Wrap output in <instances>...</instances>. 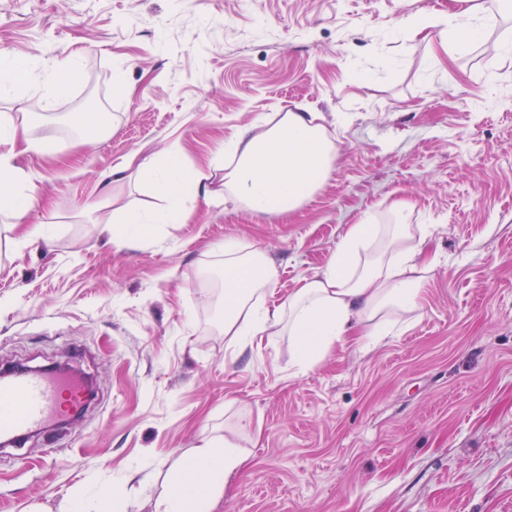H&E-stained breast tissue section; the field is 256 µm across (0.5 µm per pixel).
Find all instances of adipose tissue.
<instances>
[{
	"mask_svg": "<svg viewBox=\"0 0 512 512\" xmlns=\"http://www.w3.org/2000/svg\"><path fill=\"white\" fill-rule=\"evenodd\" d=\"M25 134V125H0V183L9 187L0 197L1 210L26 213L38 203L33 184L14 164L15 146ZM333 154V142L316 113H281L276 124L228 145L224 192L252 213L291 212L325 182ZM138 174L161 204L149 210L113 209L116 233L129 241L146 238L164 224L185 223L198 197L215 195L207 175L187 172L176 151L145 160ZM372 224L366 215L350 225L325 270L274 306L266 301L274 271L265 254L238 241L225 242L224 333L231 343L244 347L256 337L285 333L299 364L310 368L344 339L352 324L364 325V337L372 343L390 335L392 323L421 306L424 278L415 238L428 236L429 229L421 227L415 235L408 225H390L385 252L374 256ZM243 460L228 438L204 436L177 463L171 488L155 498L152 512H214L227 478Z\"/></svg>",
	"mask_w": 512,
	"mask_h": 512,
	"instance_id": "obj_1",
	"label": "adipose tissue"
}]
</instances>
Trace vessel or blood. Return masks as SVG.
I'll list each match as a JSON object with an SVG mask.
<instances>
[{
  "mask_svg": "<svg viewBox=\"0 0 512 512\" xmlns=\"http://www.w3.org/2000/svg\"><path fill=\"white\" fill-rule=\"evenodd\" d=\"M89 399L85 380L71 372L39 367L21 374H0V443L25 447L36 435L51 431L68 415L79 414Z\"/></svg>",
  "mask_w": 512,
  "mask_h": 512,
  "instance_id": "vessel-or-blood-1",
  "label": "vessel or blood"
}]
</instances>
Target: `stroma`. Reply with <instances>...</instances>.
Wrapping results in <instances>:
<instances>
[{
  "label": "stroma",
  "mask_w": 512,
  "mask_h": 512,
  "mask_svg": "<svg viewBox=\"0 0 512 512\" xmlns=\"http://www.w3.org/2000/svg\"><path fill=\"white\" fill-rule=\"evenodd\" d=\"M476 2L457 52L407 20L459 0H0V60L19 66L0 121L47 141L17 160L41 206L0 213V368L65 362L96 387L51 439L0 452V512H61L90 478L119 483L111 512H142L212 430L245 455L216 512H512V0ZM68 57L69 92L44 107L34 85ZM304 111L336 158L286 216L200 200L130 242L91 208L101 173L174 146L222 189L225 145ZM88 115L101 137L73 131ZM401 202L431 227L430 271L381 344L350 335L303 369L287 337L225 338L199 285L225 241L267 254L278 304Z\"/></svg>",
  "instance_id": "stroma-1"
}]
</instances>
